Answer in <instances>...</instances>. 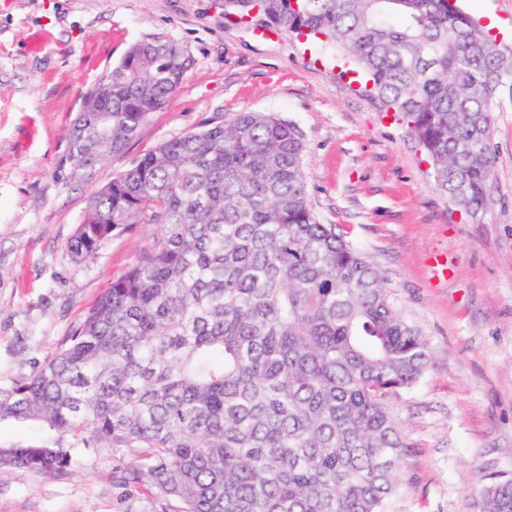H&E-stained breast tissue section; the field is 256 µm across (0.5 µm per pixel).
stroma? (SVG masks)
Segmentation results:
<instances>
[{
  "instance_id": "35a3bbf8",
  "label": "stroma",
  "mask_w": 512,
  "mask_h": 512,
  "mask_svg": "<svg viewBox=\"0 0 512 512\" xmlns=\"http://www.w3.org/2000/svg\"><path fill=\"white\" fill-rule=\"evenodd\" d=\"M460 5L496 19L512 47V0ZM152 35L183 45L191 69L123 152L72 177L67 131L84 94ZM239 112L298 127L318 219L347 231L427 342L420 382L391 400L408 443L399 512H472L484 475H512V94L493 112L492 202L476 220L434 190L406 121L333 47L257 37L225 18L224 0H0V382L40 366L157 233L129 225L75 261L93 192L163 141ZM434 255L447 277H434ZM63 444L77 450L74 470L0 469V512H172L156 489L122 483L130 449Z\"/></svg>"
}]
</instances>
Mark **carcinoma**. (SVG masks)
Wrapping results in <instances>:
<instances>
[{"label": "carcinoma", "instance_id": "1", "mask_svg": "<svg viewBox=\"0 0 512 512\" xmlns=\"http://www.w3.org/2000/svg\"><path fill=\"white\" fill-rule=\"evenodd\" d=\"M263 23L354 62L406 120L434 189L465 212L491 202L496 100L512 48L448 0H262ZM193 59L132 43L68 130L72 174L118 154L165 107ZM304 144L261 112L161 143L91 197L77 260L144 218L158 233L44 363L0 383V420L54 441L0 447V468L55 475L62 440L138 448L126 480L176 512H397L408 443L390 398L419 382L428 347L384 278L310 205ZM474 512H512L489 475Z\"/></svg>", "mask_w": 512, "mask_h": 512}]
</instances>
